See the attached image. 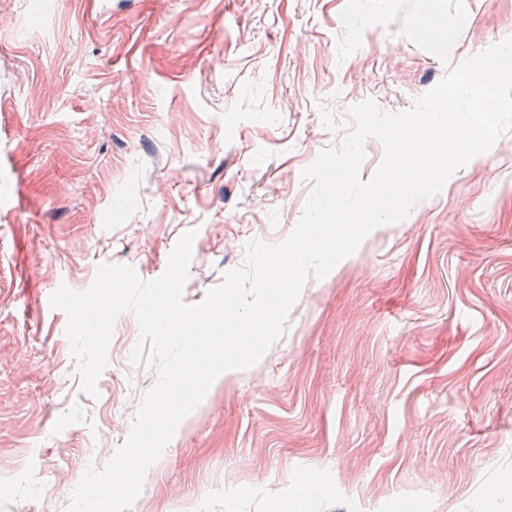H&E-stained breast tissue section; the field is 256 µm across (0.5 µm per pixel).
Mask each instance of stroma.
I'll return each instance as SVG.
<instances>
[{"label":"stroma","mask_w":512,"mask_h":512,"mask_svg":"<svg viewBox=\"0 0 512 512\" xmlns=\"http://www.w3.org/2000/svg\"><path fill=\"white\" fill-rule=\"evenodd\" d=\"M0 0V512H66L156 373L116 320L98 397L52 308L100 264L161 277L195 231V305L301 219L303 170L512 37V0ZM512 133L307 277L286 333L213 384L131 512H512ZM420 12L433 20L430 25H423L418 28L419 37L434 44L442 52L448 54V57L453 56L455 52V32L448 30V23L434 14L432 1L422 0Z\"/></svg>","instance_id":"1"}]
</instances>
